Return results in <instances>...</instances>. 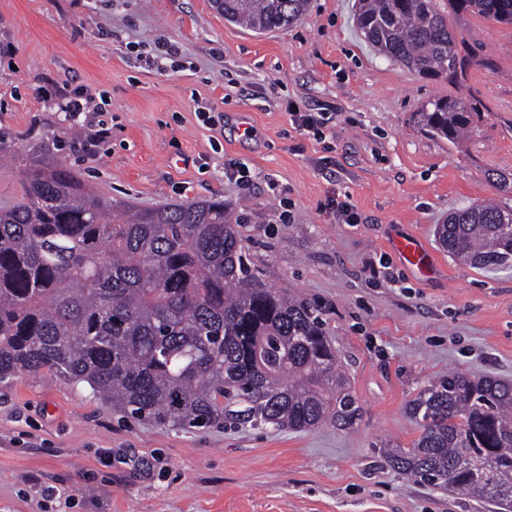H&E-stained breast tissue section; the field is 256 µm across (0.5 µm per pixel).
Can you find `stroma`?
<instances>
[{
    "mask_svg": "<svg viewBox=\"0 0 512 512\" xmlns=\"http://www.w3.org/2000/svg\"><path fill=\"white\" fill-rule=\"evenodd\" d=\"M354 2L311 0L260 35L214 0H0V126L17 151L50 143L53 162L139 208L223 198L267 283L327 303L362 408L351 432L174 429L123 416L87 384L22 372L0 383V512H489L412 483L379 450L410 447L406 404L448 370L512 381V267L461 264L434 237L468 204L512 209L496 184L512 183V25L449 14L467 65L428 78L373 51ZM75 88L92 102L73 119L58 103ZM441 97L479 107L460 142L418 122ZM293 106L332 113L325 139L293 129ZM100 124L110 135L85 158ZM228 163L249 168L250 192ZM346 197L358 223L336 217ZM411 235L436 271L395 253Z\"/></svg>",
    "mask_w": 512,
    "mask_h": 512,
    "instance_id": "1",
    "label": "stroma"
}]
</instances>
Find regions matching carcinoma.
<instances>
[{"label":"carcinoma","instance_id":"cac0c4a2","mask_svg":"<svg viewBox=\"0 0 512 512\" xmlns=\"http://www.w3.org/2000/svg\"><path fill=\"white\" fill-rule=\"evenodd\" d=\"M310 0H224V19L284 29ZM512 23V0H356L364 39L424 76H454L448 12ZM476 105L419 112L457 142ZM19 159L0 128V158ZM443 250L477 268L512 266V211L471 203L436 225ZM329 307L287 295L250 267L221 198L138 209L101 196L62 164L26 169L0 207V382L19 372L85 382L138 419L182 428H353L362 408L328 332ZM409 448H382L414 482L512 512V382L450 371L408 402Z\"/></svg>","mask_w":512,"mask_h":512}]
</instances>
